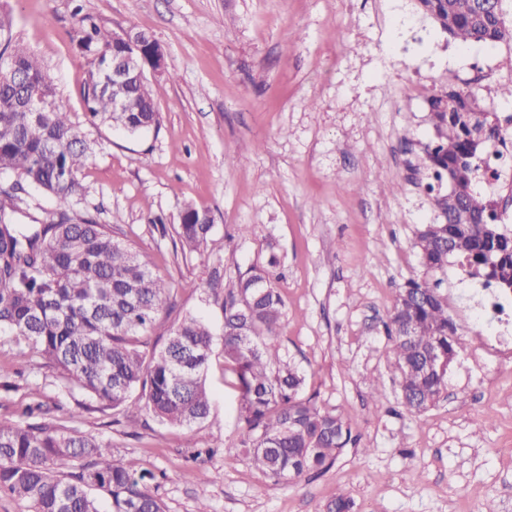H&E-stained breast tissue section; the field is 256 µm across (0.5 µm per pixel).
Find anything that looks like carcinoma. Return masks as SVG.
Wrapping results in <instances>:
<instances>
[{"label":"carcinoma","instance_id":"cac0c4a2","mask_svg":"<svg viewBox=\"0 0 512 512\" xmlns=\"http://www.w3.org/2000/svg\"><path fill=\"white\" fill-rule=\"evenodd\" d=\"M505 0H415L454 39L511 42ZM78 49L91 67L80 89L89 116L136 135L160 124L149 85L135 73L112 92V63L123 47L89 15L78 20ZM29 91L51 99L35 114L19 103L16 72ZM128 108L118 111L115 99ZM434 138L425 147V189L441 220L416 232L422 276L398 290L382 321L404 405L419 412L446 388V376L427 358L454 361L466 339L448 313L441 290L448 265L457 263L484 288L512 292V234L479 188L482 156L498 119L480 110L477 94L450 85L429 102ZM88 144L78 125L56 101L55 88L38 58L14 43L12 19L0 15V171L16 174L12 191L0 193V332L15 338L16 356L33 353L55 371L61 387L85 397L75 407L27 403L21 420L0 423V493L25 501L31 512H99L91 490L112 499V512H165L145 476L130 472L101 437L71 431L59 414L73 418L90 404L117 410L128 423L148 413L163 424L193 426L210 414L205 374L213 333L188 314L161 344L147 333L175 301L148 260L112 224L74 211L82 193L79 173ZM448 191H442L443 184ZM52 197L55 208L38 224H16L17 192L25 187ZM209 211L189 205L174 228L175 255L186 260L207 243ZM253 266L221 286L225 366L241 393L239 416L255 468L275 482L300 479L330 467L344 448L357 444L349 420L300 395L303 378L280 359L277 336L284 302L272 286L270 268ZM141 388L144 400L131 399ZM343 492L314 512H353Z\"/></svg>","mask_w":512,"mask_h":512}]
</instances>
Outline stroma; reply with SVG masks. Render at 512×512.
Segmentation results:
<instances>
[{"mask_svg":"<svg viewBox=\"0 0 512 512\" xmlns=\"http://www.w3.org/2000/svg\"><path fill=\"white\" fill-rule=\"evenodd\" d=\"M77 4L108 30L160 44L167 72L147 76L158 129L131 137L89 118ZM0 11L90 144L76 211L103 224L120 217L172 290L176 308L150 339L188 313L221 333L224 313L204 284L276 252L279 354L304 377L303 396L344 415L358 442L299 481L262 475L243 448L239 391L218 343L203 424L125 425L91 410L67 427L110 441L134 473L157 475L150 489L167 512H313L339 489L355 512H512V347L497 345L479 283L449 266L441 288L468 345L425 411L402 404L381 324L421 275L416 229L436 217L420 185L433 138L427 100L454 85L478 92L487 111L512 109L499 94L512 83L511 43L455 41L413 0H0ZM189 204L209 210L214 228L183 263L151 219L179 224ZM189 280L199 290L183 289ZM0 369L18 385L0 388V423L23 401L74 402L38 358L15 357L5 333ZM194 466L206 482L186 478Z\"/></svg>","mask_w":512,"mask_h":512,"instance_id":"1","label":"stroma"}]
</instances>
